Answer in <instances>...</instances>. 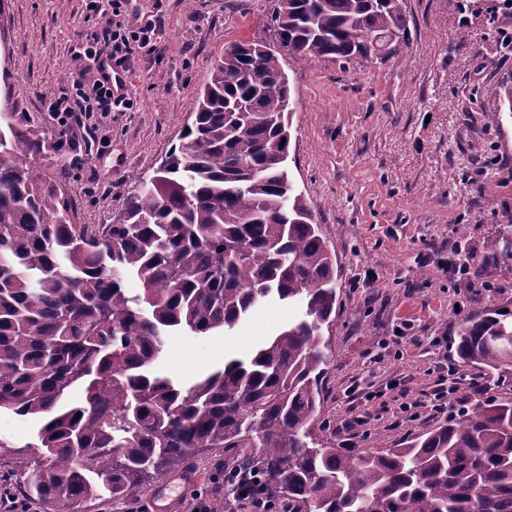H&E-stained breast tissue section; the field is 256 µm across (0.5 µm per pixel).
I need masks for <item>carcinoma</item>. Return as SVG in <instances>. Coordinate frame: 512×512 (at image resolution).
<instances>
[{
	"label": "carcinoma",
	"instance_id": "carcinoma-1",
	"mask_svg": "<svg viewBox=\"0 0 512 512\" xmlns=\"http://www.w3.org/2000/svg\"><path fill=\"white\" fill-rule=\"evenodd\" d=\"M275 25L277 47L238 43L213 67L183 143L117 224L71 223L67 195L31 162L48 140L0 112V410L45 419L22 488L67 508L105 491L129 501L221 448L239 473L228 494L285 497L288 512H512V402H476L400 448L325 439L337 270L284 166V62L391 54L408 20L400 0H280ZM511 259L488 243L485 263ZM271 300L303 317L249 358L187 388L152 371L168 332L228 334ZM454 345L461 365L512 382L511 311L467 318Z\"/></svg>",
	"mask_w": 512,
	"mask_h": 512
}]
</instances>
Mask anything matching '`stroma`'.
I'll list each match as a JSON object with an SVG mask.
<instances>
[{
    "instance_id": "35a3bbf8",
    "label": "stroma",
    "mask_w": 512,
    "mask_h": 512,
    "mask_svg": "<svg viewBox=\"0 0 512 512\" xmlns=\"http://www.w3.org/2000/svg\"><path fill=\"white\" fill-rule=\"evenodd\" d=\"M279 0H129L128 19L160 21L154 46L130 62L133 107L84 123V144L36 156L65 190L76 224H109L125 207L136 178L151 177L181 143L201 87L225 49L247 40L273 42ZM462 0H402L408 41L385 59L287 58L294 113L288 175L309 202L337 262L332 362L320 423L336 449L344 422L366 416L356 449L397 448L415 434L446 423L477 398L512 401V385L475 368L484 388L462 387L452 404L436 406L437 376L453 364V341L466 318L489 307L512 310V260L485 264L486 243L512 238V113L499 96L512 86V11L488 26L485 5ZM105 22L86 0H0V109L26 112L50 142L55 121L45 97L92 83V62L72 49ZM467 274L455 273L457 265ZM296 306L265 303L228 334L175 332L155 369L176 383L246 357L282 325ZM388 383L420 403L417 420L397 403L353 397L348 389ZM37 420L0 413V494L12 492L31 512L60 507L27 497L17 476L37 459ZM221 452H202L180 471L154 479L174 488L180 512L205 501L224 512ZM193 477L186 488L180 476Z\"/></svg>"
}]
</instances>
